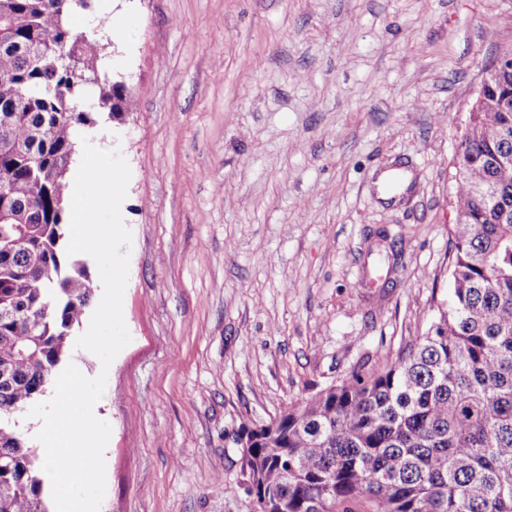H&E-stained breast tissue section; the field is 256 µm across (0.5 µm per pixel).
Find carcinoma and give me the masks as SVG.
Masks as SVG:
<instances>
[{"label": "carcinoma", "mask_w": 512, "mask_h": 512, "mask_svg": "<svg viewBox=\"0 0 512 512\" xmlns=\"http://www.w3.org/2000/svg\"><path fill=\"white\" fill-rule=\"evenodd\" d=\"M74 0H0V512H48L16 414L37 402L92 294L66 254L68 173L102 46ZM77 66H65L63 56ZM98 108L128 90L95 83ZM450 294L393 358L252 431L261 512H512V108L471 112L457 151Z\"/></svg>", "instance_id": "cac0c4a2"}]
</instances>
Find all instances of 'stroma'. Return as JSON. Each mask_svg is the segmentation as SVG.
Wrapping results in <instances>:
<instances>
[{
	"label": "stroma",
	"instance_id": "1",
	"mask_svg": "<svg viewBox=\"0 0 512 512\" xmlns=\"http://www.w3.org/2000/svg\"><path fill=\"white\" fill-rule=\"evenodd\" d=\"M70 23L131 91L82 131L131 170L100 512H254L242 428L447 300L457 149L512 0H91Z\"/></svg>",
	"mask_w": 512,
	"mask_h": 512
}]
</instances>
